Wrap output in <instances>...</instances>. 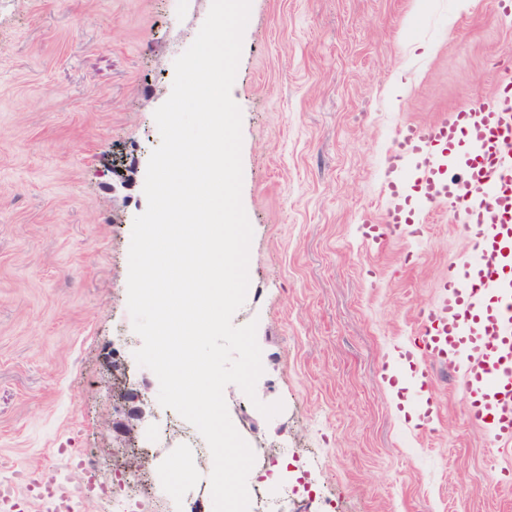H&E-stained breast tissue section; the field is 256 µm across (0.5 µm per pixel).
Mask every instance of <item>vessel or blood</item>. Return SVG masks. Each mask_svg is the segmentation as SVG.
Here are the masks:
<instances>
[{"instance_id":"vessel-or-blood-1","label":"vessel or blood","mask_w":512,"mask_h":512,"mask_svg":"<svg viewBox=\"0 0 512 512\" xmlns=\"http://www.w3.org/2000/svg\"><path fill=\"white\" fill-rule=\"evenodd\" d=\"M386 188L385 215L365 239L407 226L425 235L426 214L447 204L474 252L449 267L441 307L420 314L418 350L396 345L400 366L383 367L382 376L401 411L427 425L438 416L433 368L453 367L463 376L471 420L497 451L511 450L512 76L490 96L404 126L386 159Z\"/></svg>"}]
</instances>
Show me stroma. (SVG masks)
<instances>
[{
  "mask_svg": "<svg viewBox=\"0 0 512 512\" xmlns=\"http://www.w3.org/2000/svg\"><path fill=\"white\" fill-rule=\"evenodd\" d=\"M211 0H0V480L38 479L57 449L130 482L146 454L145 512H213L199 432L137 365L128 252L155 110ZM512 70V15L492 0H252L233 84L242 202L253 228L256 400L224 397L256 450L249 489L280 512H512V456L468 418L436 367L424 432L380 370L440 307L466 251L447 207L425 241L374 243L383 164L402 127L494 91ZM283 402L265 418L255 401Z\"/></svg>",
  "mask_w": 512,
  "mask_h": 512,
  "instance_id": "35a3bbf8",
  "label": "stroma"
}]
</instances>
